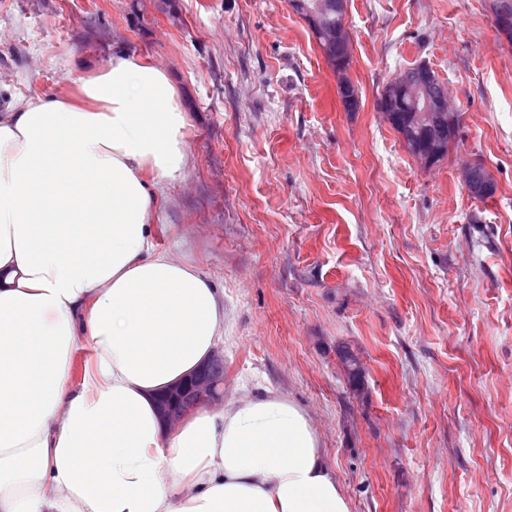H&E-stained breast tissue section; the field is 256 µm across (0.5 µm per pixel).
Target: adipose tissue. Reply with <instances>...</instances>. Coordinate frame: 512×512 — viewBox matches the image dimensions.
Wrapping results in <instances>:
<instances>
[{
  "label": "adipose tissue",
  "mask_w": 512,
  "mask_h": 512,
  "mask_svg": "<svg viewBox=\"0 0 512 512\" xmlns=\"http://www.w3.org/2000/svg\"><path fill=\"white\" fill-rule=\"evenodd\" d=\"M186 126L126 54L0 112V512H351L292 400L157 415L224 337L223 290L154 245Z\"/></svg>",
  "instance_id": "adipose-tissue-1"
}]
</instances>
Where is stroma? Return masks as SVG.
<instances>
[{
  "instance_id": "1",
  "label": "stroma",
  "mask_w": 512,
  "mask_h": 512,
  "mask_svg": "<svg viewBox=\"0 0 512 512\" xmlns=\"http://www.w3.org/2000/svg\"><path fill=\"white\" fill-rule=\"evenodd\" d=\"M345 22L353 112L289 0H0V110L120 53L166 68L188 168L155 245L224 291L223 399L308 410L351 512H512V45L488 0ZM420 62L461 114L428 169L378 106ZM476 165H466L460 172L462 182L469 187L468 191L471 192L474 198L481 196H490L496 191V181L493 174L483 166L480 170L481 175L477 176L475 171ZM477 196V197H475Z\"/></svg>"
}]
</instances>
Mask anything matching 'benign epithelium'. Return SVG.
<instances>
[{
	"label": "benign epithelium",
	"instance_id": "obj_1",
	"mask_svg": "<svg viewBox=\"0 0 512 512\" xmlns=\"http://www.w3.org/2000/svg\"><path fill=\"white\" fill-rule=\"evenodd\" d=\"M347 0H314L313 7L306 14L308 27L322 31L325 47L336 46V75L338 90L349 107L357 105L358 96L348 87L344 73V57L350 55V41L346 31ZM336 11V21L326 23L324 16L329 11ZM438 74L427 64H418L403 70L386 84L384 96H406L415 102L412 109L411 123L430 127L435 123H448V138L455 134L456 121L452 109L445 97L431 98L428 89L437 82ZM441 145L427 141L411 149L413 157L424 167H430L441 161ZM477 166L469 164L460 172L462 182L470 189L471 195L490 196L496 191L493 174L482 168L481 175H476ZM224 363V355L215 351L191 377L177 384L160 395L158 408L163 423L170 429L180 425L197 406L210 403L218 398L224 386V376L213 372V367Z\"/></svg>",
	"mask_w": 512,
	"mask_h": 512
}]
</instances>
